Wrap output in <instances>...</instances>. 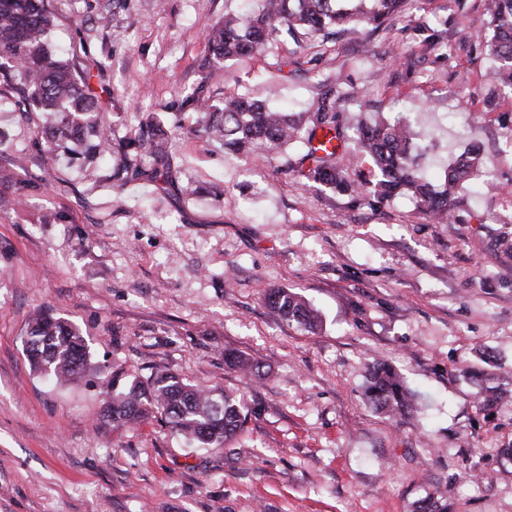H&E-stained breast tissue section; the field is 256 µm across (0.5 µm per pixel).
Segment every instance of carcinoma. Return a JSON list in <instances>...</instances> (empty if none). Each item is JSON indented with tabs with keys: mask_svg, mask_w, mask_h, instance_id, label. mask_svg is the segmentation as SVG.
I'll return each instance as SVG.
<instances>
[{
	"mask_svg": "<svg viewBox=\"0 0 512 512\" xmlns=\"http://www.w3.org/2000/svg\"><path fill=\"white\" fill-rule=\"evenodd\" d=\"M371 2L366 9L363 3ZM489 30L478 38L485 41L495 62L494 78L512 85V0H486ZM404 0H255V7L244 15H228L206 31L209 57L207 69L220 70L224 62L239 56L260 54L284 39L297 40L343 27L349 23L380 27L396 18ZM54 15L45 0H0V70L7 67L22 78L21 91L41 111L50 125L44 135L51 144L62 137L82 142L86 135L96 137L89 150L98 154L108 145L104 122L98 120L97 105L84 80L47 48L46 38ZM201 115L197 132L224 147V152L248 156L281 148L305 138L307 152L302 160L311 166L302 175L341 192L356 191L336 161V152L312 147L317 132L334 139L340 136L341 113L337 101L324 95L312 105V127L303 130V113L271 108L261 100L226 96L218 102L197 97ZM168 132L153 116L141 122L135 150L148 156L152 165L144 169L128 164L112 179L124 186L144 177L158 186L172 180L171 163L165 143ZM419 134L407 123L395 119L374 123L359 122L353 157H367L374 168L372 193L380 200L410 194L430 218L446 221L452 213L454 190L481 165L480 149L469 145L448 164L444 184L439 188L424 178L415 165L413 150ZM269 310L281 319L313 326L316 315L299 296L274 290L265 297ZM27 357L38 372L58 381L81 380L87 372L88 346L83 336L69 324L45 315L29 331ZM230 367L253 373L258 370L247 358L224 353ZM365 396L373 406L399 415L411 406L410 393L402 377L389 365L372 368ZM160 417L171 429L200 446H222L244 425L247 413L236 399L216 394L199 385L186 383L168 373L153 377L144 389L132 387L126 393H112L103 418L114 426H132Z\"/></svg>",
	"mask_w": 512,
	"mask_h": 512,
	"instance_id": "1",
	"label": "carcinoma"
}]
</instances>
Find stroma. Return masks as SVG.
I'll return each mask as SVG.
<instances>
[{
    "label": "stroma",
    "instance_id": "1",
    "mask_svg": "<svg viewBox=\"0 0 512 512\" xmlns=\"http://www.w3.org/2000/svg\"><path fill=\"white\" fill-rule=\"evenodd\" d=\"M50 46L111 124L110 156L48 149L45 113L0 73V512H512V88L491 77L484 0H406L374 29L273 44L202 84L205 28L252 0H47ZM245 95L287 112L323 94L342 114L407 117L419 169L443 184L481 146L448 223L417 201L333 191L297 173L304 142L239 160L197 136L186 99ZM173 134V185L112 174L140 123ZM286 288L320 314L270 316ZM52 314L86 338L89 369L59 385L33 372L29 323ZM228 351L256 373L227 366ZM416 409L363 393L376 363ZM167 372L242 400L221 448L160 421L113 428L102 379Z\"/></svg>",
    "mask_w": 512,
    "mask_h": 512
}]
</instances>
